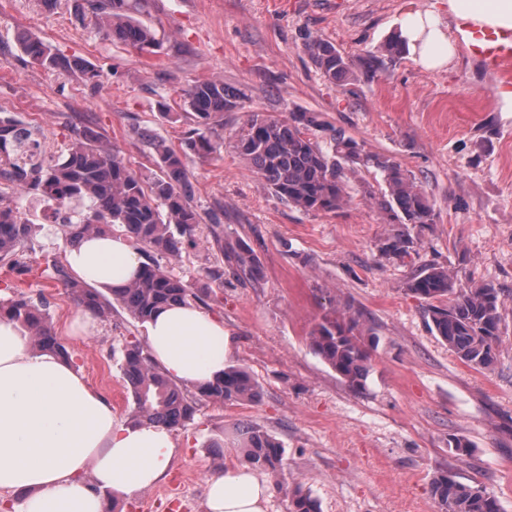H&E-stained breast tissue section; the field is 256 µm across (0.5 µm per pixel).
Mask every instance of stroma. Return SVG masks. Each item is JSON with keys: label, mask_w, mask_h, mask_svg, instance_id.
Returning <instances> with one entry per match:
<instances>
[{"label": "stroma", "mask_w": 512, "mask_h": 512, "mask_svg": "<svg viewBox=\"0 0 512 512\" xmlns=\"http://www.w3.org/2000/svg\"><path fill=\"white\" fill-rule=\"evenodd\" d=\"M430 10L457 26L445 0H148L133 16L156 30L159 45L141 52L80 24L73 0L53 11L39 0H0V113L40 125L53 148L87 124L146 174L156 166L143 131L178 148L196 126L183 105L189 85L220 79L246 94L243 111L224 115L221 152L188 155L186 164L199 212L218 218L205 236L228 248L247 243L261 277L211 285L206 272L223 257L202 245L184 249L173 268L195 282V306L223 322L228 362L251 373L261 399L201 402L192 421L172 432L177 452L166 477L116 500L112 512H204L206 479L240 461L245 423L283 446L281 467L268 477L270 512H290L298 484L321 512H439L430 483L448 470L512 512V112L502 111L500 98L512 91V64L492 71L462 41L436 70L406 50L382 55L410 14ZM308 34L351 61L353 80L340 86L322 76L302 48ZM23 36L98 66L102 88L90 91L34 63L20 49ZM377 54L380 69L366 73L367 58ZM165 106L177 121L160 117ZM250 111L310 112L365 149L393 156L433 204L435 223L414 229L410 256L383 258L390 227L362 194L367 185L386 190L373 170L350 181V201L337 212L289 206L233 151ZM67 250L57 226L34 232L21 248L29 273L19 280L0 267V297L46 300L76 367L117 421L130 420L121 357L129 342L146 341L147 328L117 308L75 334L79 306L43 274ZM430 264L448 268L455 288L500 290L494 371L461 362L431 331L425 302L407 292V280ZM333 307L350 308L366 335L378 338L364 389L349 387L310 347L312 329ZM456 438L471 445L466 460L454 453Z\"/></svg>", "instance_id": "stroma-1"}]
</instances>
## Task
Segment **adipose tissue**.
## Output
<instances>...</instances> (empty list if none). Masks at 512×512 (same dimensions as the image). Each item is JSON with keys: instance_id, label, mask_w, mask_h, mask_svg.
<instances>
[{"instance_id": "1", "label": "adipose tissue", "mask_w": 512, "mask_h": 512, "mask_svg": "<svg viewBox=\"0 0 512 512\" xmlns=\"http://www.w3.org/2000/svg\"><path fill=\"white\" fill-rule=\"evenodd\" d=\"M448 14L480 32L512 33V0H448ZM422 66L439 69L455 41L433 13L409 16L403 31ZM66 262L86 282L120 288L141 260L124 236L93 235ZM154 359L172 379L198 385L223 376L230 340L224 324L193 305H173L148 323ZM176 445L169 429L117 422L112 408L71 363L34 350L0 319V492L23 493L19 512H105L109 496H132L166 473ZM270 482L247 465L211 474L205 512H269Z\"/></svg>"}]
</instances>
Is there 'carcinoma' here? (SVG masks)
Returning a JSON list of instances; mask_svg holds the SVG:
<instances>
[{
	"instance_id": "obj_1",
	"label": "carcinoma",
	"mask_w": 512,
	"mask_h": 512,
	"mask_svg": "<svg viewBox=\"0 0 512 512\" xmlns=\"http://www.w3.org/2000/svg\"><path fill=\"white\" fill-rule=\"evenodd\" d=\"M134 9L132 0H85L75 5V16L81 21L91 17L112 39L138 50L157 46L154 30L129 16ZM21 48L45 68L75 74L91 90L102 86L103 73L91 63L65 57L39 40L25 38ZM303 48L329 82L343 85L353 78L350 61L334 44L308 35ZM183 97L194 112L197 128L179 150L155 135H143L159 169L152 177L130 169L120 152L89 126L79 130L54 160H46L38 150L24 153L22 144L37 146L40 128L13 116H0V267L18 276L29 272L20 259V248L36 224L22 216L19 203L38 196L52 217H62L60 227L71 245L85 235L110 233L118 226L134 248L151 251L134 281L110 288L106 295L77 278L62 262L53 261L46 275L59 282L78 306L105 317L118 305L144 324L166 305L190 302L194 298L191 285L156 257L176 260L183 249L197 245L202 217L194 205L186 157L190 152L209 156L220 151L224 141L216 128L224 126V113L243 109L246 95L222 80L208 79L190 85ZM319 127L317 116L308 112H291L286 117L248 112L233 148L279 199L304 212L342 209L350 201V175L361 168L379 171L386 191L378 205L391 226L379 251L388 260L410 255L415 247L410 228L435 223L433 205L394 157L367 150L336 128L321 143L312 137ZM227 260L239 279H252L259 273L258 256L246 244ZM406 290L427 303L432 330L460 361L478 371L494 368L502 326L497 289L475 284L458 291L446 269L427 265L411 276ZM2 317L18 323L34 349L70 358L49 323L47 301L23 296L0 299ZM310 346L349 386L364 387L372 357L357 318L337 309L325 313L310 333ZM121 370L133 397L131 419L138 425L171 430L191 421L200 401L255 403L260 398L258 384L241 366L227 367L223 378L197 385L191 396L138 343L125 347ZM241 435V462L276 472L280 442L252 425L243 426ZM431 493L439 512H500L494 496L458 482L449 471L433 480ZM291 512H319L318 502L298 486L292 491Z\"/></svg>"
}]
</instances>
